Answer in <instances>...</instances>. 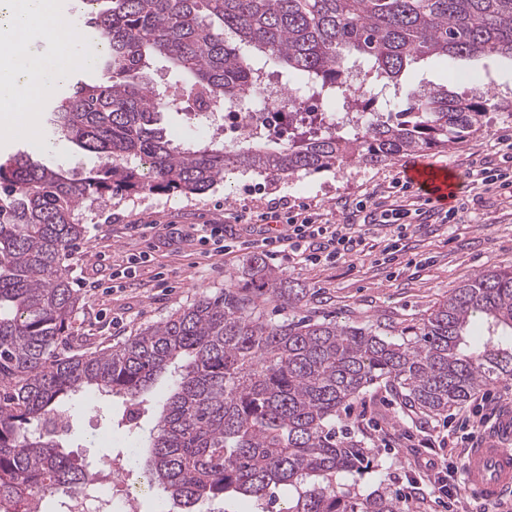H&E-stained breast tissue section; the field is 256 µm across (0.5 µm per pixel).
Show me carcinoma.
Masks as SVG:
<instances>
[{
  "label": "carcinoma",
  "instance_id": "obj_1",
  "mask_svg": "<svg viewBox=\"0 0 512 512\" xmlns=\"http://www.w3.org/2000/svg\"><path fill=\"white\" fill-rule=\"evenodd\" d=\"M80 18L102 46L96 72L40 111L51 139L97 163L78 175L25 154L0 161V512H54L53 493L98 480L64 450L56 414L91 394L144 411L165 374L154 425L133 446L148 487L181 512L227 497L267 512L282 486L287 506L275 512H402L393 495L336 483L368 462L363 441L337 435L336 417L376 383L437 416L512 379V269L459 285L396 339L296 317L300 293L255 255L244 280L121 343L65 353L80 303L68 264L85 235L78 211L119 194L202 193L235 172L288 179L461 143L481 131L489 98L443 86L402 105L387 98L396 112L363 114L346 131L317 130L313 112L295 119L290 98L288 140L275 146L175 145L168 119L186 100H248L270 67L331 105L355 68L383 95L420 59H512V0H80ZM159 62L169 87L145 80ZM272 301L286 311L277 322L263 314Z\"/></svg>",
  "mask_w": 512,
  "mask_h": 512
}]
</instances>
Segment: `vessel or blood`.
<instances>
[{"label":"vessel or blood","instance_id":"b4317fda","mask_svg":"<svg viewBox=\"0 0 512 512\" xmlns=\"http://www.w3.org/2000/svg\"><path fill=\"white\" fill-rule=\"evenodd\" d=\"M406 176L421 189L424 198L438 206L447 205L449 196L457 191L455 179L449 178L447 172L418 159L407 164ZM464 475L476 500L494 503L512 495V414L503 417L492 434L468 449Z\"/></svg>","mask_w":512,"mask_h":512}]
</instances>
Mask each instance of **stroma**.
Masks as SVG:
<instances>
[{
  "mask_svg": "<svg viewBox=\"0 0 512 512\" xmlns=\"http://www.w3.org/2000/svg\"><path fill=\"white\" fill-rule=\"evenodd\" d=\"M477 77L489 79V93L512 94V60L490 55L421 60L407 69L400 94L418 95L445 85L469 95ZM510 134L512 113L494 110L477 135L429 152L424 159L461 176L472 160L492 153L497 139ZM19 151L53 167L82 170L93 164L90 157L65 142L35 143L23 135L0 134V158ZM404 164L400 157L375 167L352 164L287 180L234 173L202 194H140L82 208L79 219L86 234L69 259L70 281L81 307L72 319L70 335L85 337L98 348L113 345L201 295L218 292L242 278L252 250L206 259L186 237L171 238V228L187 234L192 225L220 224L225 214L254 210L282 196L325 213L339 197H354L403 176ZM134 224L150 225L151 230L144 236L133 234L130 227ZM386 244L379 230L367 239V255L350 264L311 269L282 255L268 257L267 262L289 285L303 290L305 299L297 308L298 315L397 336L404 328L419 324L452 288L485 271L512 268V203L491 198L478 207L472 223L452 231L437 224L408 236L406 262L397 267L379 262ZM142 250L153 255L151 266L142 268L137 278L124 281L122 289L113 290V272L125 266L130 253ZM159 271L164 272V281L155 280ZM123 411L122 402L115 399L75 401L67 436L72 455L96 461L108 453H122L129 434L120 423ZM442 422L439 416L414 413L382 387H370L336 422L337 429L363 438L369 450V467L345 478L346 490L359 495L379 489L403 496L410 482L416 481L420 489L415 500L404 503L405 512H448L432 484L422 478L427 460L456 461L458 451L451 439L437 430Z\"/></svg>",
  "mask_w": 512,
  "mask_h": 512,
  "instance_id": "stroma-1",
  "label": "stroma"
}]
</instances>
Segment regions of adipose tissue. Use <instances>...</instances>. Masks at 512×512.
Here are the masks:
<instances>
[{
    "label": "adipose tissue",
    "instance_id": "1",
    "mask_svg": "<svg viewBox=\"0 0 512 512\" xmlns=\"http://www.w3.org/2000/svg\"><path fill=\"white\" fill-rule=\"evenodd\" d=\"M6 4L0 40L10 51L0 56V133L20 131L37 141L41 138L37 97L50 94L86 60L69 55L75 35L51 0H6ZM37 36L56 48V57L31 56L29 46Z\"/></svg>",
    "mask_w": 512,
    "mask_h": 512
}]
</instances>
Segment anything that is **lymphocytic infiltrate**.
<instances>
[{
  "instance_id": "1",
  "label": "lymphocytic infiltrate",
  "mask_w": 512,
  "mask_h": 512,
  "mask_svg": "<svg viewBox=\"0 0 512 512\" xmlns=\"http://www.w3.org/2000/svg\"><path fill=\"white\" fill-rule=\"evenodd\" d=\"M470 197L450 208L428 206L426 200L407 207L388 203L391 195L411 191L409 182L393 180L387 193L371 191L355 198H341L336 208L341 222L331 221L310 207L287 200L271 201L256 221L265 223L260 238L243 240L228 234L224 225L201 224L194 242L203 257L224 256L248 248L283 253L298 258L301 264L316 268L344 262L365 253V235L370 230L384 231L387 245L382 261L387 265L401 262L403 241L412 228L430 224H462L482 203L489 192L512 195V137L499 138L494 158L473 162L467 170Z\"/></svg>"
}]
</instances>
